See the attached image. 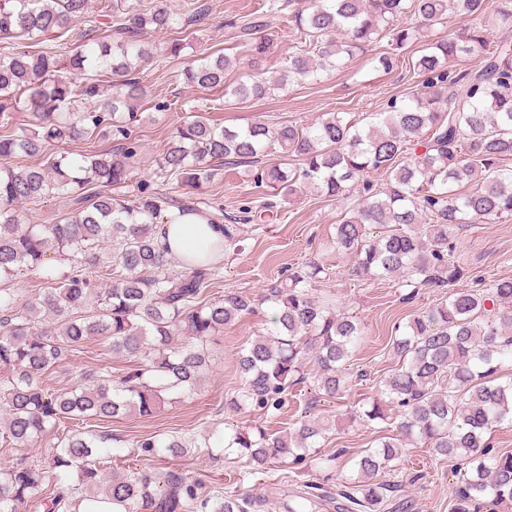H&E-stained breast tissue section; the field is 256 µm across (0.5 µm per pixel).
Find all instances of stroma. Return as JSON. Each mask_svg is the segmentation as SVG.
I'll return each mask as SVG.
<instances>
[{"mask_svg": "<svg viewBox=\"0 0 512 512\" xmlns=\"http://www.w3.org/2000/svg\"><path fill=\"white\" fill-rule=\"evenodd\" d=\"M168 8L184 18H190L197 6H205L207 14L192 22L182 33L194 51H217L237 58L238 70L228 71V79L247 71L250 53L224 28V19L263 12V0H165ZM113 0H89V9L73 29L64 35L67 44L77 43L87 29H95L103 40L113 36ZM267 34L272 41L269 54L263 57L261 70L265 76L283 73L289 56L297 46V35L287 23L286 14L272 19ZM420 45L414 44L400 52L397 69L386 73L374 68L370 54L357 55L344 69L326 74L312 83L294 80L285 89L267 98L238 103L225 98L218 90L191 88L183 84L180 71L188 56L166 58L161 65H148L141 79L145 94L136 104L142 120L130 126L131 136L141 147L140 167L126 186L116 189V196L131 197L138 186L147 184L170 196H181L185 187L180 181L160 176L157 162L166 149L180 118L200 115L210 123L244 127L253 123L276 125L290 122L307 126L327 112H348L354 119L368 122L372 113L382 111L393 97H404L419 88L421 78L415 74L412 62L419 55ZM117 141L95 133L55 144L52 151L38 158L16 156L0 159V166L21 168L47 164L58 152L95 153L116 149ZM205 198L220 204L226 223H238L244 252H226L221 260V273L210 287V296L237 291L258 294L272 281L280 278L288 267L316 260L330 268V280L318 284L319 295L335 298L342 310L357 316L365 327V335L347 370L349 392L340 400L320 401L318 409L336 421L321 449L322 455L344 449L337 471H350L354 457L369 448L378 436L377 425L353 423L348 419L352 408L375 394L377 382L391 374L396 361L390 345L396 325L406 324L423 309L444 294L440 288L421 289L412 301H404L403 289L390 280H363L351 272L352 260L339 254L331 245L335 224L346 208L344 202L328 200L299 190L292 196L277 199V219L252 216L243 219L246 203L267 196V189L257 187L243 164H227L215 171L202 186ZM455 255L476 277L490 282L512 277V219L494 224H465L455 233ZM274 315L270 307L243 316L226 325L218 344L212 345V367L198 395L165 405L152 417L130 415L108 422L92 423L97 433H108L126 440L149 433H168L184 437H200L212 426L245 421L259 423L268 431L293 429L303 416L315 393L309 387L295 388L287 405L275 416L257 411L236 415L225 411L224 397L241 385L237 368L240 347L269 326ZM105 369L113 376H123L133 368L121 357L104 355L99 338L86 341L64 367L47 371L44 382L52 391L72 387L80 372ZM149 468L158 473L176 474L194 482L199 498L224 494L227 491L263 495L277 503L288 502L296 482L315 478L316 473L304 465L274 464L269 473L247 474L244 460L229 455L214 460L186 457L169 460L143 456L138 449L125 448L108 465V472L119 473L129 468ZM417 477L415 486H408L410 477ZM393 480L402 484L400 496L405 505L402 512H449L450 491L454 478L448 462L434 458L423 447L405 448Z\"/></svg>", "mask_w": 512, "mask_h": 512, "instance_id": "1", "label": "stroma"}]
</instances>
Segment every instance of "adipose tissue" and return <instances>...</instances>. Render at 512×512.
Here are the masks:
<instances>
[{
  "label": "adipose tissue",
  "mask_w": 512,
  "mask_h": 512,
  "mask_svg": "<svg viewBox=\"0 0 512 512\" xmlns=\"http://www.w3.org/2000/svg\"><path fill=\"white\" fill-rule=\"evenodd\" d=\"M158 239L172 254L186 261L200 259V247L204 244L214 246L213 260L217 261L224 257L223 225L208 223L199 215L189 214L180 218L178 222L161 225Z\"/></svg>",
  "instance_id": "adipose-tissue-1"
}]
</instances>
